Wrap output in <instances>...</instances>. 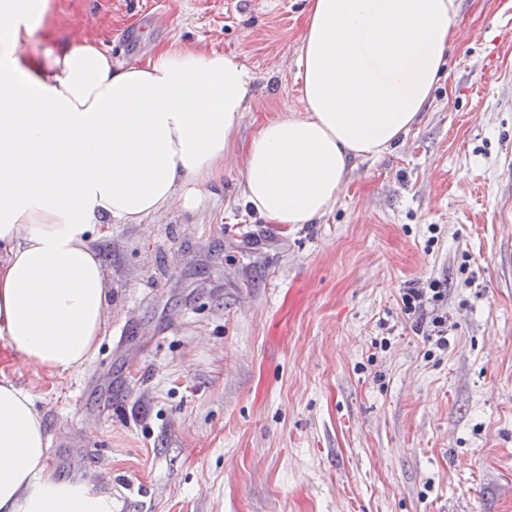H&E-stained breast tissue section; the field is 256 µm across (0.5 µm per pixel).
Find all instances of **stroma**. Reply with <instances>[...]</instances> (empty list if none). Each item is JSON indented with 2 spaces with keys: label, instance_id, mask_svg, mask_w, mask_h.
Returning <instances> with one entry per match:
<instances>
[{
  "label": "stroma",
  "instance_id": "35a3bbf8",
  "mask_svg": "<svg viewBox=\"0 0 512 512\" xmlns=\"http://www.w3.org/2000/svg\"><path fill=\"white\" fill-rule=\"evenodd\" d=\"M307 0H57L56 42L161 45L253 75L240 142L300 111ZM461 0L459 38L404 142L357 161L319 221L242 202L244 154L194 211L116 224L100 346L47 377L0 337L49 466L112 512H512V24ZM441 281L447 348L402 310Z\"/></svg>",
  "mask_w": 512,
  "mask_h": 512
}]
</instances>
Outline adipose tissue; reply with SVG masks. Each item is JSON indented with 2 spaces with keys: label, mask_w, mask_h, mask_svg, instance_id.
<instances>
[{
  "label": "adipose tissue",
  "mask_w": 512,
  "mask_h": 512,
  "mask_svg": "<svg viewBox=\"0 0 512 512\" xmlns=\"http://www.w3.org/2000/svg\"><path fill=\"white\" fill-rule=\"evenodd\" d=\"M460 0H309L302 111L263 122L244 150L245 204L270 224L334 208L352 161L421 119L457 34ZM54 0H0V337L47 376L96 352L108 302L97 243L171 203L197 209L224 177L253 78L234 57L166 46L113 62L92 39L43 58ZM31 394L0 380V512H112V499L48 466Z\"/></svg>",
  "instance_id": "obj_1"
}]
</instances>
